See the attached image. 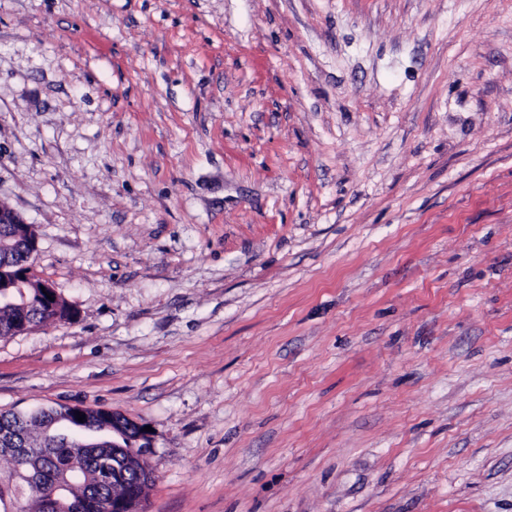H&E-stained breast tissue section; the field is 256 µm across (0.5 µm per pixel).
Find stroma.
<instances>
[{
    "mask_svg": "<svg viewBox=\"0 0 512 512\" xmlns=\"http://www.w3.org/2000/svg\"><path fill=\"white\" fill-rule=\"evenodd\" d=\"M0 205L146 512H512V0H0Z\"/></svg>",
    "mask_w": 512,
    "mask_h": 512,
    "instance_id": "35a3bbf8",
    "label": "stroma"
}]
</instances>
